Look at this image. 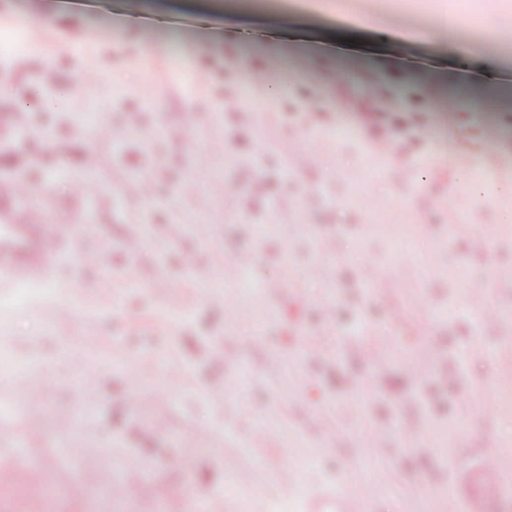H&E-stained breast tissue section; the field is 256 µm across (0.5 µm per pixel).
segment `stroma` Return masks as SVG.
<instances>
[{
	"label": "stroma",
	"mask_w": 512,
	"mask_h": 512,
	"mask_svg": "<svg viewBox=\"0 0 512 512\" xmlns=\"http://www.w3.org/2000/svg\"><path fill=\"white\" fill-rule=\"evenodd\" d=\"M338 9L366 19L354 42ZM410 25L372 0H81L15 48L0 107L26 102L25 134L0 135V174L75 231L49 285L0 290V429L44 470L0 441V512H285L336 479L386 485L370 512H445L479 458L512 512V93L473 81L442 118L429 87L458 61L437 31L394 37ZM273 60L294 94L244 102L237 72Z\"/></svg>",
	"instance_id": "35a3bbf8"
}]
</instances>
